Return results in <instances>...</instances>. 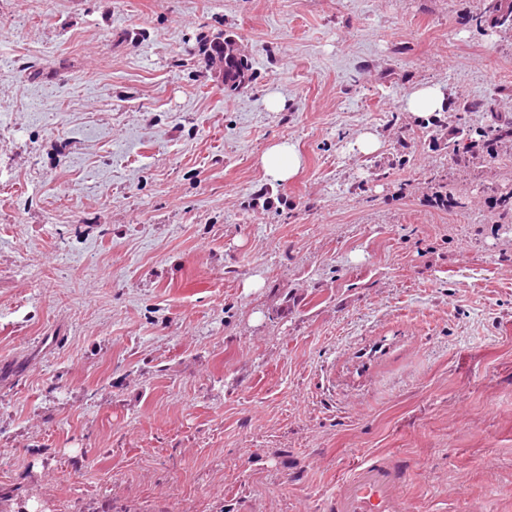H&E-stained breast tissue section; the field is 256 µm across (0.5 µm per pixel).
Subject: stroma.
Returning a JSON list of instances; mask_svg holds the SVG:
<instances>
[{"label":"stroma","instance_id":"obj_1","mask_svg":"<svg viewBox=\"0 0 512 512\" xmlns=\"http://www.w3.org/2000/svg\"><path fill=\"white\" fill-rule=\"evenodd\" d=\"M478 7L0 0V512H325L369 453L410 512H512V147L436 135L512 118ZM448 89L441 84H421L412 88L403 98V109L418 118L432 112H441L449 102ZM265 177L284 182L293 178L301 168L302 159L296 146L290 142L270 145L260 157Z\"/></svg>","mask_w":512,"mask_h":512}]
</instances>
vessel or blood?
I'll use <instances>...</instances> for the list:
<instances>
[{"label": "vessel or blood", "instance_id": "obj_1", "mask_svg": "<svg viewBox=\"0 0 512 512\" xmlns=\"http://www.w3.org/2000/svg\"><path fill=\"white\" fill-rule=\"evenodd\" d=\"M406 474L396 457L370 454L354 462L341 479L332 512H409Z\"/></svg>", "mask_w": 512, "mask_h": 512}]
</instances>
